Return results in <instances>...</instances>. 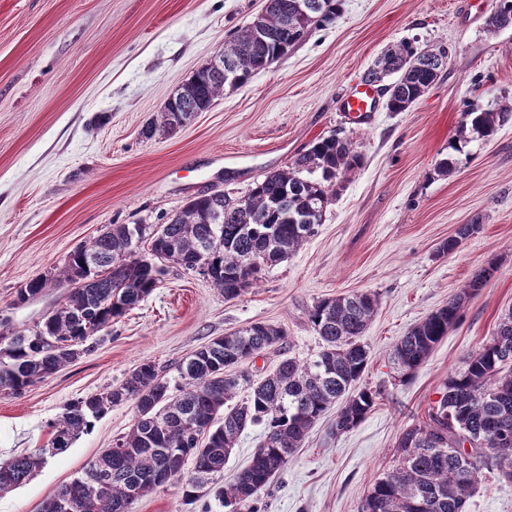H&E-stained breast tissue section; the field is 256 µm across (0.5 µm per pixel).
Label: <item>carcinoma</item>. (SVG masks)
<instances>
[{
    "mask_svg": "<svg viewBox=\"0 0 512 512\" xmlns=\"http://www.w3.org/2000/svg\"><path fill=\"white\" fill-rule=\"evenodd\" d=\"M296 2L270 0L265 13L224 43V61L238 62L247 54L250 64L240 65L228 79L202 66L143 135L175 131L207 110L225 87L245 84L311 27L333 23L342 9V0H308L303 13ZM489 26L512 27V0H500ZM447 58L444 49L421 50L406 42L387 52L363 80L380 83L397 75L384 88L386 108L405 112L437 80ZM505 112H512V104L501 112L478 107L464 112L438 171L452 172L470 142L492 137ZM362 161L354 143L335 132L311 143L291 167L267 173L244 201L207 193L189 200L168 224L106 225L73 250L61 269L17 291L20 303L49 287L66 288L68 295L34 328L8 333L0 347V395L24 392L90 350L89 340L151 294L168 264L191 271L203 261V279L227 300L257 286L271 267L316 234L326 205ZM475 229L459 225L439 253L454 252ZM142 251L152 262L137 257ZM494 272L492 263L482 268L468 287L397 340L391 361L400 378L411 377L427 361ZM377 307L378 296L370 291L316 301L309 320L322 340L321 350L304 363L285 358L260 380L245 365L286 342L279 324L255 322L210 339L179 364L181 383L173 387L162 369L144 361L119 384L67 404L51 424L47 447L1 459L0 495L25 484L48 458L65 453L111 407L131 401L136 408L131 430L92 460L79 481L61 485L43 501L39 512H130L134 501L168 485L177 486L187 502L196 501L198 490L208 486L229 512H258L261 490L284 472L334 404L342 402L331 425L336 436L357 427L376 406L381 391L358 383L370 356L362 336ZM241 388L247 390L245 400L227 406ZM250 426L263 429L250 463L230 485L218 484L227 458ZM503 434L505 446L496 442ZM489 474L512 481V310L463 369L448 373L425 421L400 433L394 464L374 482L362 512H466L473 489Z\"/></svg>",
    "mask_w": 512,
    "mask_h": 512,
    "instance_id": "cac0c4a2",
    "label": "carcinoma"
}]
</instances>
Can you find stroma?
<instances>
[{
	"mask_svg": "<svg viewBox=\"0 0 512 512\" xmlns=\"http://www.w3.org/2000/svg\"><path fill=\"white\" fill-rule=\"evenodd\" d=\"M265 0H0V333L33 328L64 300L47 288L20 303L31 279L108 224L167 223L187 201L221 189L246 199L263 175L287 168L317 138L341 130L364 164L327 208L317 234L237 298L194 273L167 267L157 288L113 321L94 347L43 383L0 396V459L47 443L72 400L118 384L155 362L171 383L178 363L211 338L255 322L282 325L284 345L248 366L261 379L282 359L306 362L321 339L315 301L351 291L377 294L363 341L362 382L381 398L340 436L333 414L318 421L286 471L259 495L261 512H360L395 442L422 422L450 372L512 308V112L491 141H474L449 174L437 164L467 105L512 103V27L491 30L499 0H343L330 25L312 29L287 55L171 135L142 131L164 103ZM410 42L448 50L438 79L408 111L380 110L361 123L343 97L389 48ZM476 230L439 254L459 225ZM496 262L428 360L400 380L393 344ZM135 420L113 406L65 453L0 496V512H38ZM131 512H226L208 491L185 501L177 487L136 500ZM466 512H512V482L486 479Z\"/></svg>",
	"mask_w": 512,
	"mask_h": 512,
	"instance_id": "stroma-1",
	"label": "stroma"
}]
</instances>
